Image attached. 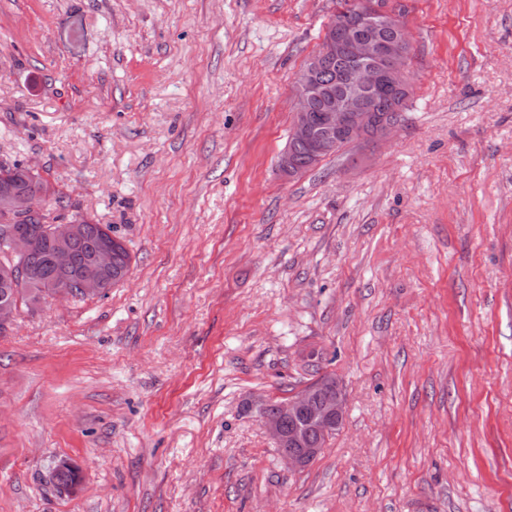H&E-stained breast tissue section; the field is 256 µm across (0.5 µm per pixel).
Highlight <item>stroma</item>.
<instances>
[{"label":"stroma","mask_w":512,"mask_h":512,"mask_svg":"<svg viewBox=\"0 0 512 512\" xmlns=\"http://www.w3.org/2000/svg\"><path fill=\"white\" fill-rule=\"evenodd\" d=\"M386 8L399 126L288 180L336 0H0V160L133 257L0 334V512H512V0ZM314 353L347 412L292 470L248 405Z\"/></svg>","instance_id":"1"}]
</instances>
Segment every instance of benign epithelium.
<instances>
[{
	"mask_svg": "<svg viewBox=\"0 0 512 512\" xmlns=\"http://www.w3.org/2000/svg\"><path fill=\"white\" fill-rule=\"evenodd\" d=\"M358 13L362 21L377 25L388 24L392 20L379 0H360ZM325 46L322 55L334 56L336 51H347L353 62L345 81L348 92L319 114L318 122L310 117L313 100L319 95L316 80L320 70L319 58L311 57L295 83V116L289 140L308 145L310 153L316 159L336 152V137L347 140L362 139L384 141L397 127L394 113L401 111L397 104L383 118L364 107V98L381 89L394 94L410 93L413 78L409 67L410 44L407 31L400 28L393 38L378 39L354 35L345 40L336 33H325ZM278 168L282 176H295L297 164L293 153L285 148L279 155ZM50 194L41 192L36 195L20 197L8 188L0 187V240L6 245L7 256L24 259L43 247L42 233H51L54 249L51 256L52 267L57 278L40 283L45 300H67L79 291L87 297L103 295L112 288V240L99 247L91 256L90 270L76 278L70 284L72 265V243L84 230L79 221L65 223H41V231L20 230L8 223L18 214H28L39 219L49 213ZM301 411L311 412V420L324 436H329L343 422L345 414V396L340 383L325 388L321 382L305 385L293 395L283 399L276 414L262 416L261 423L268 435L280 448V458L289 468L299 470L315 460L324 450L326 443L321 441L314 448H299L301 431L294 430L283 434L282 422L295 417Z\"/></svg>",
	"mask_w": 512,
	"mask_h": 512,
	"instance_id": "1",
	"label": "benign epithelium"
}]
</instances>
